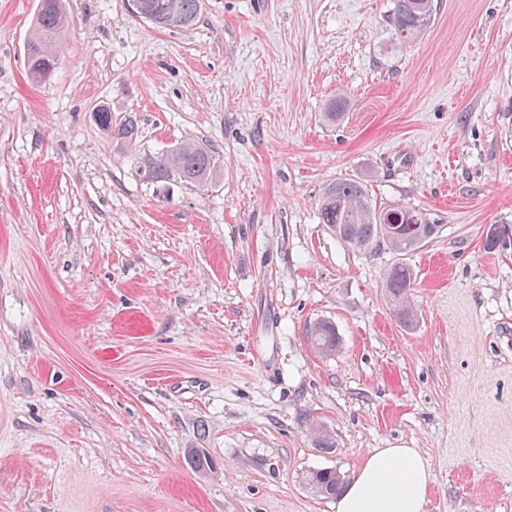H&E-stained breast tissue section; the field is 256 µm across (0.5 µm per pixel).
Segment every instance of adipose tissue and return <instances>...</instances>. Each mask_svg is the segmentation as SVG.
I'll return each instance as SVG.
<instances>
[{
	"instance_id": "ef3b65f1",
	"label": "adipose tissue",
	"mask_w": 512,
	"mask_h": 512,
	"mask_svg": "<svg viewBox=\"0 0 512 512\" xmlns=\"http://www.w3.org/2000/svg\"><path fill=\"white\" fill-rule=\"evenodd\" d=\"M429 481L416 449H375L339 495L337 512H422Z\"/></svg>"
}]
</instances>
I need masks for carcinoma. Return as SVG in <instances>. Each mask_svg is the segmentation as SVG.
I'll return each instance as SVG.
<instances>
[{"label": "carcinoma", "mask_w": 512, "mask_h": 512, "mask_svg": "<svg viewBox=\"0 0 512 512\" xmlns=\"http://www.w3.org/2000/svg\"><path fill=\"white\" fill-rule=\"evenodd\" d=\"M48 6L37 12L33 33L26 43L28 72L33 80L39 73L53 75L58 67L59 43L66 24L63 0H47ZM145 20L157 28L190 26L198 18L202 0H144ZM431 0H394L393 23L395 34L405 40L419 37L429 26L432 17ZM97 122L112 138L131 142L137 128L131 119L112 121V113L101 109ZM216 158L206 149L192 143L181 144L170 153L147 156L141 162V173L158 179L176 173L189 183L202 184L213 174ZM321 223L342 243L359 250L371 251L386 246L399 255H406L431 239L439 231L427 214L410 206L396 205L378 209L373 205L363 183L338 179L328 183L317 203ZM416 275L403 262L390 267L384 274L382 288L394 317L404 326L414 324L417 313L411 298ZM307 337L312 346L331 355L339 346L336 326L325 320L311 323ZM308 485L325 497L340 494L344 481L335 470L317 469L309 472Z\"/></svg>", "instance_id": "1"}]
</instances>
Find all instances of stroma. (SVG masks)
<instances>
[{
  "label": "stroma",
  "instance_id": "stroma-1",
  "mask_svg": "<svg viewBox=\"0 0 512 512\" xmlns=\"http://www.w3.org/2000/svg\"><path fill=\"white\" fill-rule=\"evenodd\" d=\"M37 4L0 0V512H336L308 472L377 448L419 450L424 512H512V247L485 242L512 225V0H433L411 41L393 0H202L165 29L66 0L44 82ZM183 143L211 180L143 179ZM345 178L440 226L405 257L411 328L397 255L319 221ZM47 7L38 9L33 33L26 43L28 72L33 80H44L53 75L58 67L59 43L64 30L66 14L63 0H47ZM49 70L46 77L38 74ZM97 112L98 109L95 111L96 117ZM97 122L103 130L112 135L113 139L132 142L137 137L138 131L133 120L125 119L118 123L114 122L112 121V113L104 108L101 109V112H98ZM416 275L413 269L403 262H397L384 274L382 288L392 308L394 317L404 326L414 324L417 313L411 298ZM307 337L312 346L323 354L331 355L339 346L336 326L330 321L317 320L311 323Z\"/></svg>",
  "mask_w": 512,
  "mask_h": 512
}]
</instances>
